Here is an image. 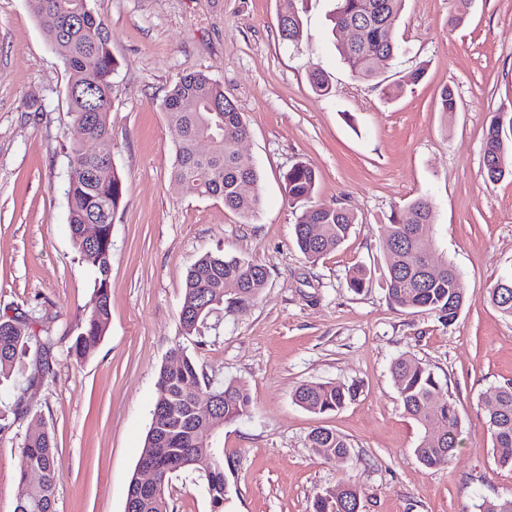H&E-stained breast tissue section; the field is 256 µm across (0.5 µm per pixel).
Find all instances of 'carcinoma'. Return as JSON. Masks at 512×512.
Segmentation results:
<instances>
[{"instance_id": "cac0c4a2", "label": "carcinoma", "mask_w": 512, "mask_h": 512, "mask_svg": "<svg viewBox=\"0 0 512 512\" xmlns=\"http://www.w3.org/2000/svg\"><path fill=\"white\" fill-rule=\"evenodd\" d=\"M332 32L351 29L348 42H339L338 51L351 76L365 80L379 74L399 51L395 22L404 0H335ZM33 15L44 21L43 35L54 47L69 74V112L76 137L68 153L66 195L69 202V231L80 259L94 269L96 278L83 326L71 352L79 359L93 353L105 336L110 323L108 270L112 260V220L124 197L122 177L117 170L99 180L91 170L101 160L84 151L83 143L98 142L112 149V137L104 123L89 120V109L108 111L111 106L114 59L109 49V33L104 22L95 16L90 0H28ZM282 39L297 42L301 20L292 13L279 19ZM425 75L420 67L407 72L385 88L392 100L407 87L418 84ZM163 108L177 126L180 139L175 149L172 177L190 182L207 197L220 199L224 207L248 222L257 212L261 195L260 173L252 158L239 150V142L249 135V127L238 105L224 93V87L204 74L182 76L169 91ZM211 133L216 143L207 154L197 150L200 137ZM483 165L487 178L498 182L512 176V148L505 145L490 122L485 135ZM285 191L294 204L304 202L315 192L317 175L305 162L295 163L285 174ZM252 191H242L243 184ZM85 224L101 225L99 241L89 243L82 236ZM318 225L310 235L307 226ZM354 216L337 205L318 204L304 209L294 224L295 242L301 253L312 261L337 250L350 236ZM434 210L427 198L411 202L384 225L383 233L391 245L384 271L389 301L402 309L437 311L452 323L467 298L461 273L452 265L430 266L425 253L426 237L432 233ZM371 272L363 266L352 270L348 288L359 291L369 282ZM267 270L250 260L224 253H206L188 270L179 321L185 334L197 331L216 307L224 304L225 292L234 302L244 305L265 287ZM490 303L512 319V273L501 276L489 291ZM0 319V385L20 369L30 348L48 354L54 345L50 332L37 336L25 331L16 336L3 327ZM181 362L160 369L151 425L139 460L152 464L158 485L151 493H142L130 485L128 497L134 512H168L165 481L174 472L193 469L205 480L210 512H224V459L219 449L209 446L208 427L195 416L198 402L215 397L225 419L231 421L250 413L252 400L245 386L230 381L215 386L200 379L193 358L177 349ZM392 375L405 411L424 429L415 453L419 460L434 466L451 460L460 445L461 417L456 401L445 391L433 373L411 358H400ZM197 387L190 396L183 387ZM355 397L352 386L337 383L305 384L295 392L296 402L305 410L323 414L342 408ZM491 429L495 463L512 469V382L493 389L485 396ZM312 447L345 452L349 444L343 436L324 428L311 433ZM25 462L20 482L26 483L28 470L40 471V483L17 500L14 512H54L57 475L51 433L40 425L30 428L22 443ZM344 508L326 496H317L314 512H355L359 497L354 488L344 487Z\"/></svg>"}]
</instances>
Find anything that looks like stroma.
Instances as JSON below:
<instances>
[{
    "label": "stroma",
    "instance_id": "stroma-1",
    "mask_svg": "<svg viewBox=\"0 0 512 512\" xmlns=\"http://www.w3.org/2000/svg\"><path fill=\"white\" fill-rule=\"evenodd\" d=\"M117 67L106 123L124 201L112 223L111 319L93 354L70 346L93 292L68 231L66 175L74 127L68 73L27 0H0V318L49 327L48 356L25 359L26 412L0 432V512L21 491V444L41 422L54 439L55 512H125L150 428L162 366L182 349L206 380L245 385L248 416L221 423L227 512H313L317 495L348 485L360 512H478L512 498V470L495 465L485 393L512 381V320L486 299L512 272V178L488 180L486 129L512 118V0H473L451 25L454 0H405L395 33L405 51L387 80L425 66L423 80L387 101L351 77L331 33L334 0H90ZM298 13L302 37L283 41L278 19ZM321 69L330 94L309 82ZM223 85L249 123L240 144L260 171L250 221L175 181L179 133L162 104L180 77ZM451 88L457 108L438 106ZM319 174L316 204L355 217L349 239L318 261L294 243L301 212L284 190L296 162ZM419 197L435 211L433 265L461 273L468 300L454 322L394 307L382 271L383 227ZM221 252L253 260L267 284L246 306L224 304L183 335L179 310L190 266ZM371 271L353 291L354 266ZM413 358L446 383L461 414V445L429 467L391 368ZM336 382L357 395L313 414L294 400L304 384ZM345 436L347 458L327 460L310 434ZM170 512H210L205 482L182 470L165 484Z\"/></svg>",
    "mask_w": 512,
    "mask_h": 512
}]
</instances>
